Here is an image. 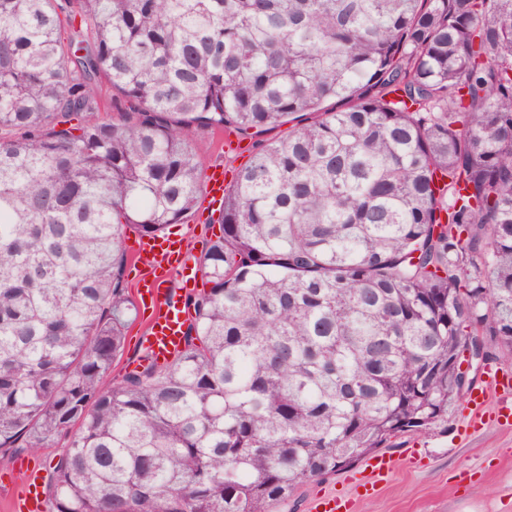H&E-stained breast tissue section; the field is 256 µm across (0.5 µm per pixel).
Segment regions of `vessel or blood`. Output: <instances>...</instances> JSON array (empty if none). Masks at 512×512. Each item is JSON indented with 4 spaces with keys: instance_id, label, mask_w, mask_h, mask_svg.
Wrapping results in <instances>:
<instances>
[{
    "instance_id": "b4317fda",
    "label": "vessel or blood",
    "mask_w": 512,
    "mask_h": 512,
    "mask_svg": "<svg viewBox=\"0 0 512 512\" xmlns=\"http://www.w3.org/2000/svg\"><path fill=\"white\" fill-rule=\"evenodd\" d=\"M224 188L223 168L213 167L206 181L209 207L221 205ZM133 254L145 266L139 274L140 298L156 307L148 331L141 337V348L164 361L181 350L185 331L182 295L171 282L195 281L196 272L184 256L180 241L165 233L139 237ZM467 410V424L473 429L484 428L492 420L500 425L512 424V374L488 366L485 381L469 395ZM365 469L367 474L356 483L354 496L324 493L313 503L314 512H355L356 499L375 494L391 477L395 461L392 456L378 455L368 460ZM11 479L19 488L11 501L12 512H44V477L40 470L22 464L13 470Z\"/></svg>"
}]
</instances>
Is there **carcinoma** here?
<instances>
[{"label": "carcinoma", "instance_id": "1", "mask_svg": "<svg viewBox=\"0 0 512 512\" xmlns=\"http://www.w3.org/2000/svg\"><path fill=\"white\" fill-rule=\"evenodd\" d=\"M284 125L112 380L127 229L196 213L197 129ZM462 336L512 357V0H0V465L65 440L49 512H272L446 419Z\"/></svg>", "mask_w": 512, "mask_h": 512}]
</instances>
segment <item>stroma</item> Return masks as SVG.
Here are the masks:
<instances>
[{
  "label": "stroma",
  "instance_id": "35a3bbf8",
  "mask_svg": "<svg viewBox=\"0 0 512 512\" xmlns=\"http://www.w3.org/2000/svg\"><path fill=\"white\" fill-rule=\"evenodd\" d=\"M194 144L204 168L223 164L230 177L248 160L251 141L228 147L219 135L202 128ZM466 409V398H459L449 405L445 421L392 438L387 451L399 456V465L375 495L359 501L356 512H512V428L493 422L464 432ZM405 448L416 449L414 459L401 458ZM364 468L359 461L306 482L273 512H309L315 495L351 491L353 478Z\"/></svg>",
  "mask_w": 512,
  "mask_h": 512
}]
</instances>
